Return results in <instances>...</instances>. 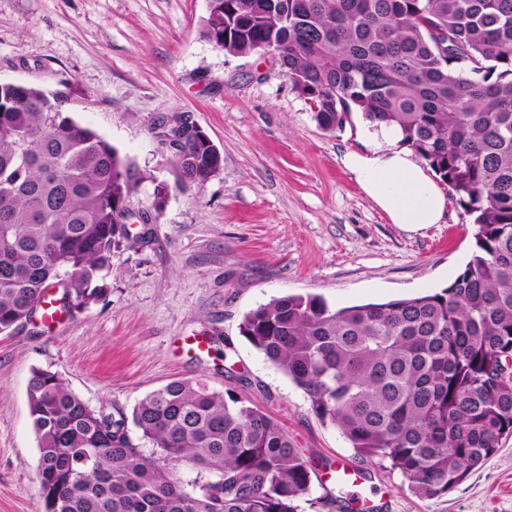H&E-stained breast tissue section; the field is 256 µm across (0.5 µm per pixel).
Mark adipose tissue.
<instances>
[{"instance_id":"obj_1","label":"adipose tissue","mask_w":512,"mask_h":512,"mask_svg":"<svg viewBox=\"0 0 512 512\" xmlns=\"http://www.w3.org/2000/svg\"><path fill=\"white\" fill-rule=\"evenodd\" d=\"M375 146L365 155L348 156L346 165L366 196L391 223L411 227L436 224L446 210V196L414 152L402 146L394 127L374 133Z\"/></svg>"}]
</instances>
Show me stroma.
<instances>
[{
    "label": "stroma",
    "instance_id": "obj_1",
    "mask_svg": "<svg viewBox=\"0 0 512 512\" xmlns=\"http://www.w3.org/2000/svg\"><path fill=\"white\" fill-rule=\"evenodd\" d=\"M208 0H0V83L55 90L64 108L171 194L139 244L112 254L105 295L49 325L0 333V512H41L38 450L27 387L57 372L95 408L131 410L171 380L233 389L278 418L308 455L359 474L326 481L334 512H512V435L447 495L423 500L399 472L356 456L334 425L240 333L243 314L286 294L342 308L446 288L469 260L471 218L448 194L440 223H391L362 191L347 155L368 150L352 113L321 130L279 66L233 57L199 35ZM182 114L224 156L204 185L181 184L160 148L157 116Z\"/></svg>",
    "mask_w": 512,
    "mask_h": 512
}]
</instances>
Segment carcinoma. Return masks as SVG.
<instances>
[{"mask_svg": "<svg viewBox=\"0 0 512 512\" xmlns=\"http://www.w3.org/2000/svg\"><path fill=\"white\" fill-rule=\"evenodd\" d=\"M200 36L234 57L278 45L322 130L353 112L397 127L473 217L472 256L440 291L338 309L287 294L240 324L357 454L421 499L447 494L512 435V0H213ZM69 96L0 83V333L63 276L60 312L97 301L112 252L147 233L130 225L169 198L157 180L130 207L145 173L64 112ZM172 154L184 183L223 163L196 131ZM27 398L44 512H298L318 477L277 418L202 380L112 413L36 369Z\"/></svg>", "mask_w": 512, "mask_h": 512, "instance_id": "cac0c4a2", "label": "carcinoma"}]
</instances>
